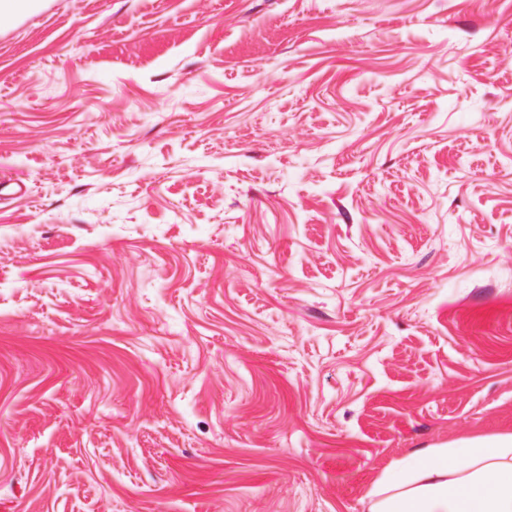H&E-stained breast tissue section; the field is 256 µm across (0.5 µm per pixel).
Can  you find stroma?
<instances>
[{
	"label": "stroma",
	"mask_w": 512,
	"mask_h": 512,
	"mask_svg": "<svg viewBox=\"0 0 512 512\" xmlns=\"http://www.w3.org/2000/svg\"><path fill=\"white\" fill-rule=\"evenodd\" d=\"M506 434L512 0L0 21V512H368Z\"/></svg>",
	"instance_id": "35a3bbf8"
}]
</instances>
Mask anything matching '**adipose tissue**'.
Masks as SVG:
<instances>
[{
    "mask_svg": "<svg viewBox=\"0 0 512 512\" xmlns=\"http://www.w3.org/2000/svg\"><path fill=\"white\" fill-rule=\"evenodd\" d=\"M368 498L370 512H512V435L415 450Z\"/></svg>",
    "mask_w": 512,
    "mask_h": 512,
    "instance_id": "ef3b65f1",
    "label": "adipose tissue"
}]
</instances>
